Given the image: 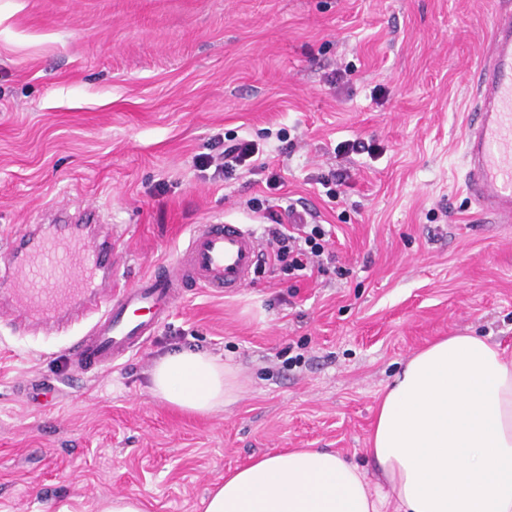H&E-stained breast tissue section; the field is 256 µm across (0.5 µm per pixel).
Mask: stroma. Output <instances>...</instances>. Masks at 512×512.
<instances>
[{
	"label": "stroma",
	"instance_id": "35a3bbf8",
	"mask_svg": "<svg viewBox=\"0 0 512 512\" xmlns=\"http://www.w3.org/2000/svg\"><path fill=\"white\" fill-rule=\"evenodd\" d=\"M512 0H0V282L8 245L56 205L105 214L134 280L175 261L193 225L264 232L255 205L306 206L335 267L299 290L261 257L230 295L187 289L143 349L59 382L71 331L0 315V512H198L226 469L329 448L379 477L376 403L405 362L470 332L512 356V224L463 189V138L490 20ZM344 68V78L328 75ZM228 138L259 153L202 168ZM358 151L342 155L341 144ZM344 169L346 184L319 176ZM232 363L210 414L150 390L176 350ZM56 384L49 396L27 380Z\"/></svg>",
	"mask_w": 512,
	"mask_h": 512
}]
</instances>
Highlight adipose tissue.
<instances>
[{"label": "adipose tissue", "mask_w": 512, "mask_h": 512, "mask_svg": "<svg viewBox=\"0 0 512 512\" xmlns=\"http://www.w3.org/2000/svg\"><path fill=\"white\" fill-rule=\"evenodd\" d=\"M154 396L207 414L235 397V371L181 351L152 371ZM370 457L385 491L324 448H289L227 470L203 512H512V358L487 337L448 336L416 352L382 394Z\"/></svg>", "instance_id": "1"}]
</instances>
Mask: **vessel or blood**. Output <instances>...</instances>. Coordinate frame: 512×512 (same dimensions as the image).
<instances>
[{
	"label": "vessel or blood",
	"mask_w": 512,
	"mask_h": 512,
	"mask_svg": "<svg viewBox=\"0 0 512 512\" xmlns=\"http://www.w3.org/2000/svg\"><path fill=\"white\" fill-rule=\"evenodd\" d=\"M463 189L477 212L494 224L512 223V11L492 18L476 99L466 125ZM261 241L236 224L192 228L175 262L109 289L99 281L109 268L105 245L88 241L78 224H56L53 234L34 232L11 254L16 283L11 312L24 322L52 329L74 305L93 324L75 337L68 354L83 375L111 370L138 351L156 325L166 320L185 288L234 293L244 288L256 267Z\"/></svg>",
	"instance_id": "obj_1"
}]
</instances>
